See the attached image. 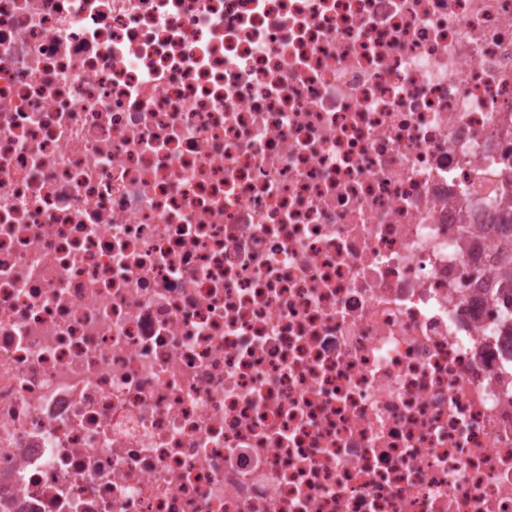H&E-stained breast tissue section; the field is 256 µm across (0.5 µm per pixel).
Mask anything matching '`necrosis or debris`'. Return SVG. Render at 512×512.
I'll return each mask as SVG.
<instances>
[{
	"instance_id": "4bbe7bcc",
	"label": "necrosis or debris",
	"mask_w": 512,
	"mask_h": 512,
	"mask_svg": "<svg viewBox=\"0 0 512 512\" xmlns=\"http://www.w3.org/2000/svg\"><path fill=\"white\" fill-rule=\"evenodd\" d=\"M512 0H0V512H512Z\"/></svg>"
}]
</instances>
